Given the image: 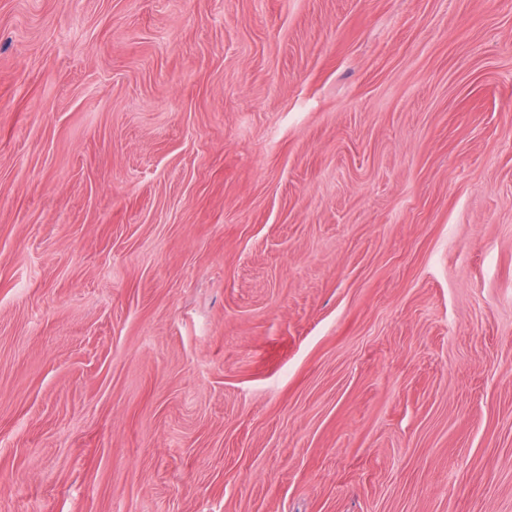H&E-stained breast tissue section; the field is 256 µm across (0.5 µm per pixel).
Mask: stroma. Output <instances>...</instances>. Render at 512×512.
Listing matches in <instances>:
<instances>
[{
    "mask_svg": "<svg viewBox=\"0 0 512 512\" xmlns=\"http://www.w3.org/2000/svg\"><path fill=\"white\" fill-rule=\"evenodd\" d=\"M0 512H512V0H0Z\"/></svg>",
    "mask_w": 512,
    "mask_h": 512,
    "instance_id": "35a3bbf8",
    "label": "stroma"
}]
</instances>
